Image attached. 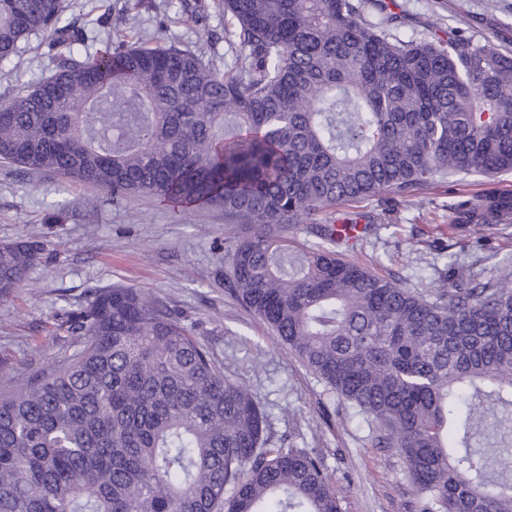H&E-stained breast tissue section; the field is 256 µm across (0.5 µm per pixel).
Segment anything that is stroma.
<instances>
[{
  "instance_id": "obj_1",
  "label": "stroma",
  "mask_w": 512,
  "mask_h": 512,
  "mask_svg": "<svg viewBox=\"0 0 512 512\" xmlns=\"http://www.w3.org/2000/svg\"><path fill=\"white\" fill-rule=\"evenodd\" d=\"M403 38L425 34L435 22L479 44L512 51V0H396ZM68 18L86 33L82 57L105 44H175L216 65L235 49L227 20L213 0H75ZM21 65L0 64V103L55 72L43 39L23 49ZM512 192V174L439 180L413 197L356 204L373 224L351 260L372 266L421 293L434 290L448 263L490 269L512 258V224L449 230L452 205L491 193ZM217 209H196L174 222L151 197L113 203L98 187L50 172L0 163V244L35 239L41 260L9 297L0 298V388L66 361L76 350L65 320L95 290L115 284L163 298L228 375L264 406L274 448H303L320 457L342 512H416V496L392 449L375 448L368 430L351 419L324 384L279 345L269 329L233 300L224 286V242L245 235Z\"/></svg>"
}]
</instances>
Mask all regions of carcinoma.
<instances>
[{
    "label": "carcinoma",
    "mask_w": 512,
    "mask_h": 512,
    "mask_svg": "<svg viewBox=\"0 0 512 512\" xmlns=\"http://www.w3.org/2000/svg\"><path fill=\"white\" fill-rule=\"evenodd\" d=\"M72 0H0V63L51 34L57 71L0 104V162L147 195L178 220L224 211L229 295L392 448L418 512H512V262L448 265L424 295L343 253L361 215L439 179L512 173V53L433 31L407 40L374 0H222L240 51L220 70L176 45L78 59ZM507 224L512 193L452 207ZM310 225L320 239L288 231ZM44 244L0 245V297ZM78 349L0 391V512H341L323 461L268 447V415L166 301L94 292Z\"/></svg>",
    "instance_id": "obj_1"
}]
</instances>
